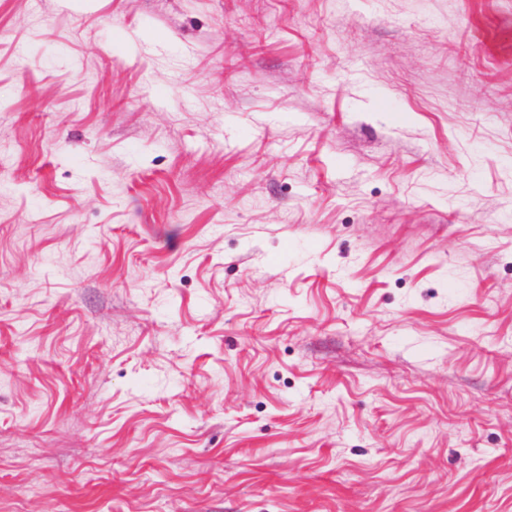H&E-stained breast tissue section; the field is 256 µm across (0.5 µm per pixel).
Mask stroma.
Returning a JSON list of instances; mask_svg holds the SVG:
<instances>
[{"label": "stroma", "mask_w": 512, "mask_h": 512, "mask_svg": "<svg viewBox=\"0 0 512 512\" xmlns=\"http://www.w3.org/2000/svg\"><path fill=\"white\" fill-rule=\"evenodd\" d=\"M0 512H512V0H0Z\"/></svg>", "instance_id": "35a3bbf8"}]
</instances>
